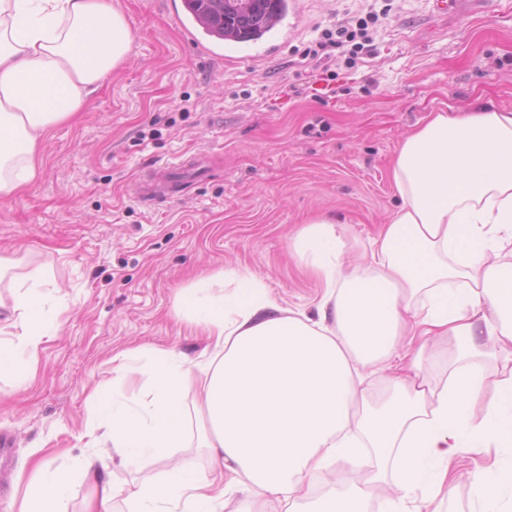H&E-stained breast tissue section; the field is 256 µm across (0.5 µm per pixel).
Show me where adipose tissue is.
Segmentation results:
<instances>
[{"label": "adipose tissue", "mask_w": 512, "mask_h": 512, "mask_svg": "<svg viewBox=\"0 0 512 512\" xmlns=\"http://www.w3.org/2000/svg\"><path fill=\"white\" fill-rule=\"evenodd\" d=\"M133 32L112 0H0V199L32 185L44 133L69 122L126 59ZM400 203L359 263L342 225L321 216L290 247L322 286L316 316L280 306L249 273L181 289L175 310L206 334L204 358L153 352L140 373L149 415L93 393L88 433L121 459L184 440L194 396L220 472L182 466L129 493V512H300L308 477L351 480L307 512H428L467 448L512 447V111L432 113L391 170ZM39 267L0 302V372L25 377L48 332ZM448 362L446 379L433 369ZM381 390L371 394L372 382ZM82 512H112L120 490L103 457L80 468ZM482 504L512 494V471L477 469ZM68 471L37 465L18 512H63Z\"/></svg>", "instance_id": "1"}]
</instances>
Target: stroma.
<instances>
[{
  "label": "stroma",
  "instance_id": "stroma-1",
  "mask_svg": "<svg viewBox=\"0 0 512 512\" xmlns=\"http://www.w3.org/2000/svg\"><path fill=\"white\" fill-rule=\"evenodd\" d=\"M112 2L134 33L129 58L76 121L44 134L35 184L0 200V257L58 284L45 294L49 334L34 372L20 387L0 378V431L14 443L0 512H16L14 491L40 458L74 471L65 509L80 512L88 485L77 470L111 445L85 434L92 390L142 404L141 378L115 381L114 358L142 363L172 347L194 360L203 350L174 316L179 289L236 269L282 307L314 312L322 288L289 256V234L323 214L364 253L399 203L391 164L410 133L434 112L512 110V0H462L444 16L431 0H378L389 11L354 66L308 63L300 51L366 0H298L276 47L243 43L218 59L186 38L171 0ZM196 154L205 174L172 199L134 194L140 176ZM183 409V447L114 460L117 485L135 488L173 464L211 468L193 398Z\"/></svg>",
  "mask_w": 512,
  "mask_h": 512
}]
</instances>
